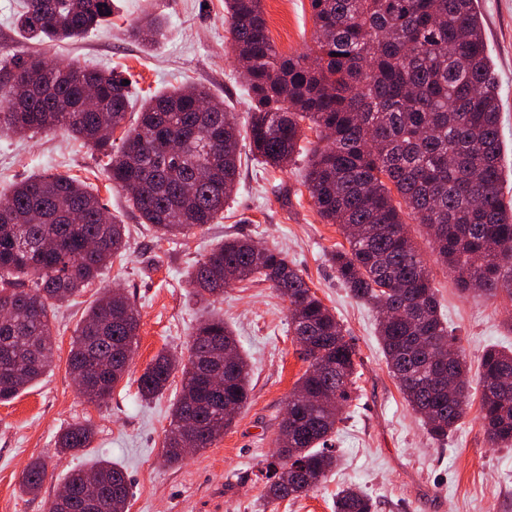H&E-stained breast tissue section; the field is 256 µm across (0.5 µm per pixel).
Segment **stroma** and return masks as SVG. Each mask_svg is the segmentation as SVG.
<instances>
[{"label": "stroma", "instance_id": "1", "mask_svg": "<svg viewBox=\"0 0 512 512\" xmlns=\"http://www.w3.org/2000/svg\"><path fill=\"white\" fill-rule=\"evenodd\" d=\"M20 0H0V47L44 53L59 61L113 70L132 85L133 100L182 84L205 86L246 122L248 95L224 22V0H116L110 21L82 38L57 45L25 39L17 24ZM487 49L501 99L505 200L512 201V0H478ZM268 31L286 55L309 51L314 21L310 0H262ZM166 17L164 39L145 45L128 38V22L144 13ZM308 154L285 169L243 155L235 194L218 223L167 239L161 237L114 188L104 157L56 130L33 137L0 136V195L34 173L80 180L130 231L129 248L52 320L54 364L37 384L0 403V512H44L64 478L106 459L129 481L126 512H333L339 485H355L376 512H512V447H494L479 420L480 392L447 441L432 440L406 404L378 338L377 314L351 296L336 277L331 255L345 238L320 218L304 173ZM406 231L432 270L442 316L471 365L492 345L512 347V294L461 296L452 275L436 261L421 225ZM249 237L283 252L323 303L335 313L357 351V389L343 412L332 446L339 467L309 495L275 503L262 498L264 471L274 450L277 422L296 382L309 366L289 326V303L265 282L225 289L218 302L195 298L188 280L196 261L224 239ZM119 289L136 306L140 328L125 379L102 404L79 393L68 369L72 339L89 306L107 289ZM223 317L251 368L246 406L210 448L168 465L163 456L171 406L182 384L173 374L163 395L141 399L137 380L161 350L187 357L199 322ZM90 422V447L56 455L58 435ZM48 464L39 496L22 492L32 458Z\"/></svg>", "mask_w": 512, "mask_h": 512}]
</instances>
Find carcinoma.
<instances>
[{
	"mask_svg": "<svg viewBox=\"0 0 512 512\" xmlns=\"http://www.w3.org/2000/svg\"><path fill=\"white\" fill-rule=\"evenodd\" d=\"M231 48L246 85V134L259 163L288 167L302 150L304 123L325 134L312 151L305 185L327 224L348 247L333 254L336 277L379 314L387 365L430 438L443 442L470 405L471 366L448 332L433 276L405 230L423 225L438 260L460 292L492 298L512 294V204L503 199L500 96L483 39L476 0H310L314 49L285 55L268 34L262 0H225ZM114 0H24L21 31L43 43L81 37L112 15ZM165 21L145 15L128 28L151 44ZM40 54L0 52V136L63 129L109 158L112 185L126 193L142 223L176 236L214 224L224 214L241 164L240 131L231 107L204 86L183 85L132 107L125 77L76 63L44 70ZM96 97L86 107L87 93ZM123 130L116 139L114 133ZM127 246L126 225L105 215L97 195L77 179L33 174L0 198V402L32 387L52 366L49 313L95 281ZM269 283L289 302L290 329L305 359L325 358L328 373L306 370L288 403L295 414L278 423V454L268 463L262 497L296 499L318 488L337 466L328 448L341 421L320 396L342 406L356 380L354 345L335 314L279 251L248 239H228L198 261L190 279L197 295L217 301L233 281ZM140 314L124 295L105 293L88 309L71 342L74 379L91 385L89 401L108 398L123 380ZM453 347L441 356L445 346ZM232 347L224 392L215 394L196 360L224 359ZM180 365L160 352L138 379L144 399L163 393L176 369L182 390L173 404L163 454L176 449L182 421L197 422L185 437L210 447L249 398L250 369L220 318L193 328ZM455 387L448 391V380ZM479 415L489 442L512 444V350L490 346L477 374ZM94 429L77 423L57 439L66 454L90 446ZM47 462L30 461L21 486L38 496ZM102 487L95 512H126L129 483L108 460L72 471L71 494L45 512H86L81 488ZM334 512H375L373 500L347 486Z\"/></svg>",
	"mask_w": 512,
	"mask_h": 512,
	"instance_id": "carcinoma-1",
	"label": "carcinoma"
}]
</instances>
